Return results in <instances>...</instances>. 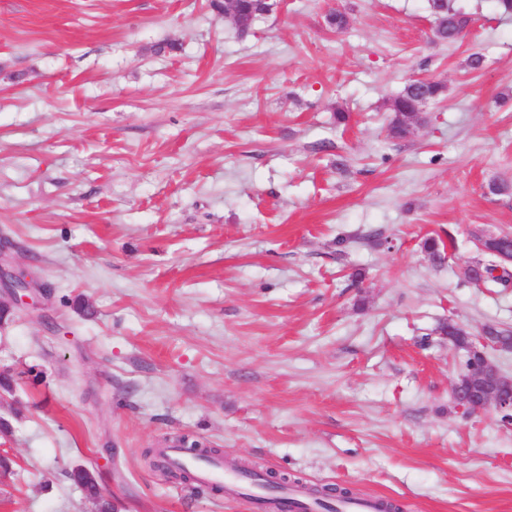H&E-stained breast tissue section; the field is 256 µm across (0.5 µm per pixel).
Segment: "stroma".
Here are the masks:
<instances>
[{
  "instance_id": "obj_1",
  "label": "stroma",
  "mask_w": 512,
  "mask_h": 512,
  "mask_svg": "<svg viewBox=\"0 0 512 512\" xmlns=\"http://www.w3.org/2000/svg\"><path fill=\"white\" fill-rule=\"evenodd\" d=\"M452 3L455 43L427 0H283L245 34L210 0H0V244L47 291L0 322V512H96L79 465L115 512H257L144 465L183 435L399 512H512V426L455 412L439 332L512 328V286L459 277L512 233V21ZM417 77L445 95L392 139ZM451 0H428V9L434 17V36L441 42L454 43L464 37L469 18L456 9ZM70 480L78 486L87 499L98 503V512H112L114 506L101 491V484L94 469L86 466H76L69 473Z\"/></svg>"
}]
</instances>
